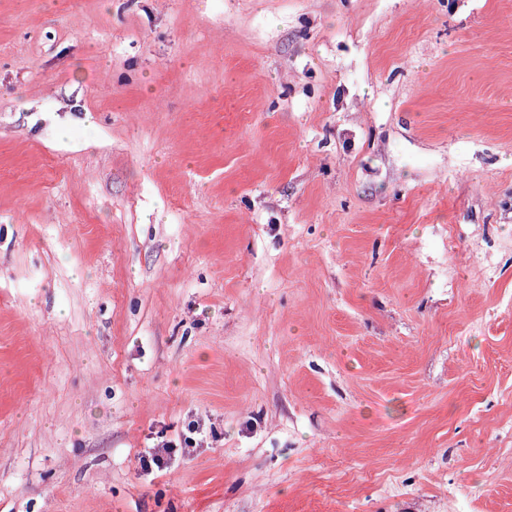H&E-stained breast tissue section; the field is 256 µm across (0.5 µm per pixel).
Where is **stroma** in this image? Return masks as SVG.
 Instances as JSON below:
<instances>
[{
	"label": "stroma",
	"instance_id": "35a3bbf8",
	"mask_svg": "<svg viewBox=\"0 0 512 512\" xmlns=\"http://www.w3.org/2000/svg\"><path fill=\"white\" fill-rule=\"evenodd\" d=\"M0 512H512V0H0Z\"/></svg>",
	"mask_w": 512,
	"mask_h": 512
}]
</instances>
